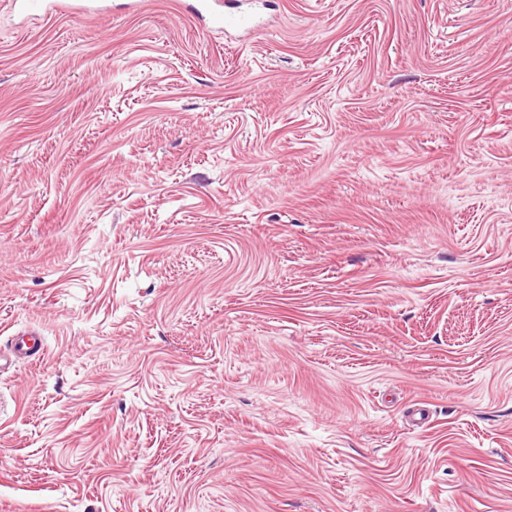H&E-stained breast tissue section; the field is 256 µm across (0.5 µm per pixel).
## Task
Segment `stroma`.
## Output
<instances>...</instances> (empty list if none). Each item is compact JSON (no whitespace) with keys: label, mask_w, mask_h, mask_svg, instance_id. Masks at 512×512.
Segmentation results:
<instances>
[{"label":"stroma","mask_w":512,"mask_h":512,"mask_svg":"<svg viewBox=\"0 0 512 512\" xmlns=\"http://www.w3.org/2000/svg\"><path fill=\"white\" fill-rule=\"evenodd\" d=\"M6 2L0 512H512V0ZM122 3L115 4L114 2ZM112 10H134L136 0H13L11 5L15 12L22 17L36 15L37 13L54 14L69 13L76 16L95 15L111 8ZM222 0H191L186 5L189 12L203 22L206 29H244L251 28L250 19L232 13H225ZM44 349L42 336L35 331L18 332L11 340V351L15 358H40L44 354Z\"/></svg>","instance_id":"obj_1"}]
</instances>
